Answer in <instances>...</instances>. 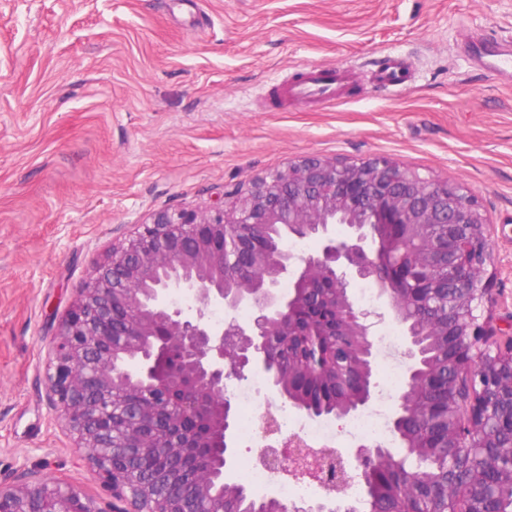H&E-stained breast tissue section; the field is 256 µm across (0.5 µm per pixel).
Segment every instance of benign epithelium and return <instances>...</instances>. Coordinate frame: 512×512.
<instances>
[{"mask_svg":"<svg viewBox=\"0 0 512 512\" xmlns=\"http://www.w3.org/2000/svg\"><path fill=\"white\" fill-rule=\"evenodd\" d=\"M224 197L231 202L205 210H158L112 247L48 351V399L105 491L123 503L112 512H189L192 499L224 512V490L232 486H216L213 470L218 463L230 474L236 456L224 380L267 370L275 390L313 417L300 377L283 379L268 349L279 336L297 337L308 348L307 371L324 374L334 366L330 337L340 328L369 357V336L384 314L354 305V279L373 280L403 324L409 306L454 304V324L443 331L449 371L434 370L429 379L442 389L455 383L463 393L417 408L407 389L389 410L394 424L414 411L428 421L448 418L450 462L427 477L380 447L317 462L290 437L264 450L265 466L308 475L329 491L356 470L371 487L381 485L386 500L411 485L440 502L439 512H485L498 487H512V456H501L499 436L490 431L494 422L506 424L512 437V335L493 313V229L475 197L386 156L360 163L305 157ZM271 224L288 225L293 237L315 233L320 250L298 262L282 243L270 252L259 237ZM335 224L347 225L348 234H330ZM434 266L446 270L444 279L429 277ZM172 291L195 296V315L166 301ZM244 306L254 311L247 320L234 317L225 326L213 318L216 309ZM373 387L369 376L352 390L349 409L365 406ZM153 450L166 465L145 477L139 457ZM492 469L503 482L488 481ZM0 512L106 510L52 474L28 481L0 473Z\"/></svg>","mask_w":512,"mask_h":512,"instance_id":"obj_1","label":"benign epithelium"}]
</instances>
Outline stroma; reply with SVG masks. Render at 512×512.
Listing matches in <instances>:
<instances>
[{
	"label": "stroma",
	"mask_w": 512,
	"mask_h": 512,
	"mask_svg": "<svg viewBox=\"0 0 512 512\" xmlns=\"http://www.w3.org/2000/svg\"><path fill=\"white\" fill-rule=\"evenodd\" d=\"M512 0H0V472L111 496L55 420L44 358L113 245L157 210L308 156H386L464 185L494 225V312L512 323ZM412 70L384 91L379 61ZM349 65L347 100L275 81ZM488 53L487 56L493 57L494 61L488 63V69L495 75H505L512 71V51L511 49L495 45H485L484 48Z\"/></svg>",
	"instance_id": "35a3bbf8"
}]
</instances>
